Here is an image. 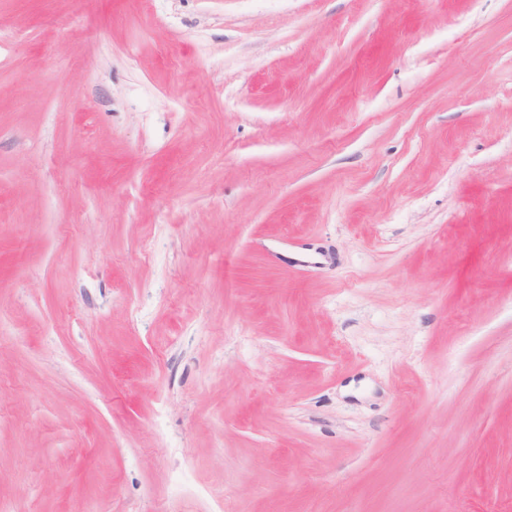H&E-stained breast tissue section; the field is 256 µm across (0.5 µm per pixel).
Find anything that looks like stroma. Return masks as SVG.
Masks as SVG:
<instances>
[{"instance_id": "obj_1", "label": "stroma", "mask_w": 512, "mask_h": 512, "mask_svg": "<svg viewBox=\"0 0 512 512\" xmlns=\"http://www.w3.org/2000/svg\"><path fill=\"white\" fill-rule=\"evenodd\" d=\"M0 512H512V0H0Z\"/></svg>"}]
</instances>
